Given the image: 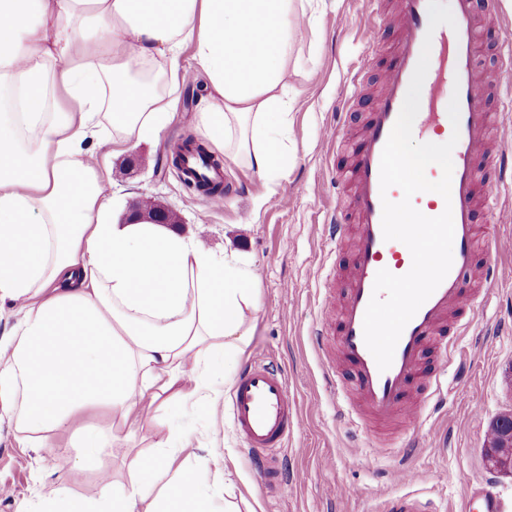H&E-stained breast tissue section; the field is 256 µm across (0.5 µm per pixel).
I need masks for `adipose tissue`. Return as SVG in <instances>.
I'll return each mask as SVG.
<instances>
[{"mask_svg":"<svg viewBox=\"0 0 512 512\" xmlns=\"http://www.w3.org/2000/svg\"><path fill=\"white\" fill-rule=\"evenodd\" d=\"M314 0H0V419L33 448L77 434L85 460L135 407L218 413L226 370L250 334L256 273L174 224L108 222L104 169L177 116L184 45L206 77L194 116L205 140L277 182L288 164L289 50ZM113 422L78 429L90 410ZM154 453L129 478L101 474L73 500L42 483L37 512H213L226 474L175 467L189 448L151 417Z\"/></svg>","mask_w":512,"mask_h":512,"instance_id":"adipose-tissue-1","label":"adipose tissue"}]
</instances>
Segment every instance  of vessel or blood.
I'll list each match as a JSON object with an SVG mask.
<instances>
[{"label": "vessel or blood", "mask_w": 512, "mask_h": 512, "mask_svg": "<svg viewBox=\"0 0 512 512\" xmlns=\"http://www.w3.org/2000/svg\"><path fill=\"white\" fill-rule=\"evenodd\" d=\"M374 8L367 25V44L375 46L390 21L398 31L382 75L381 89L372 104L358 141L353 147L350 170H337V184L351 182L354 189V220L333 212L324 231L331 244L351 240L354 265L343 297L326 291L325 316L313 331L312 346L320 355L324 379L339 389L340 370L348 368L361 405H346L342 412L353 438L361 447L390 455L405 454L409 434L383 444L373 430L396 415L413 426L447 403V363L454 353V334L473 320L478 296L463 287L477 254L478 242L487 250L498 249L493 239H481L478 214L489 211L496 221L512 219V209L499 207L500 190L512 185V152L491 153L487 145L493 116L485 93L488 83L479 66V28L493 0H455L454 26H429L428 0H396L395 15H388L384 0H372ZM429 49L431 64L424 79L420 108L413 125L414 139L443 143L450 137L458 142L452 151L453 173L449 197L422 192L412 198L413 206L429 217L451 209L454 235L451 268L405 326L396 345L391 366L379 370L364 341L363 322L373 294L376 274L385 269L406 274L412 266L410 250L402 242L383 238L382 202L400 201V188L382 189L380 163L384 146L398 119L409 84L421 55ZM364 81L361 74L351 78V90L340 101L335 130L326 132L328 142L339 140L350 112L360 103ZM457 88L459 121L448 119V90ZM437 349L439 361L432 371L423 365L429 349ZM228 412L253 458L266 487L274 492L288 484V443L299 429L297 406L290 397L282 367L247 362L238 375L228 403ZM482 500L483 512H500V501L492 487L472 491L464 512H472L475 500ZM383 512H437L433 501L417 493L393 495Z\"/></svg>", "instance_id": "vessel-or-blood-1"}]
</instances>
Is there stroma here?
Here are the masks:
<instances>
[{
	"instance_id": "obj_1",
	"label": "stroma",
	"mask_w": 512,
	"mask_h": 512,
	"mask_svg": "<svg viewBox=\"0 0 512 512\" xmlns=\"http://www.w3.org/2000/svg\"><path fill=\"white\" fill-rule=\"evenodd\" d=\"M369 12L368 0H321L314 19L301 21L292 50L299 72L288 77V169L276 183H266L224 154L219 157L224 169L221 205H212L183 182L171 155L183 140L201 138L193 116L204 88V76L187 47L179 57L177 120L159 142H143L112 156L104 192L112 198L114 219H121L138 198L152 197L172 209L184 230L207 249L219 255L225 248L237 249L262 271L259 307L249 316L251 336L228 377L236 379L252 358L285 369L299 411L287 493L281 496L265 488L229 415L213 419L192 407L172 415L177 430L194 434V456L220 461L230 472V495L240 512H380L384 499L411 490L431 498L440 512H461L464 496L486 484L499 491L502 512H512V473L492 469L486 459L490 423L512 415V286L483 277L485 268L494 265L512 272V247L477 254L467 286L483 294L479 314L458 337L447 366L446 408L421 424L436 437L419 440L411 452L412 483L391 479L397 459L350 447L340 415L342 399L327 389L308 341L307 331L320 314V281L330 280L335 293L343 294L353 265L351 243L335 247L323 234L327 212L344 201L332 172L350 164L352 149H329L324 130L365 53ZM509 27L512 0H498L496 16L484 25L478 44L490 79L500 75L498 49ZM394 38V30L384 31L382 47L364 77L369 95L348 118L345 134L362 126L371 97L380 89V67ZM154 442L153 431L141 427L134 443H114L80 480H71L64 469L54 479L75 497H95L99 471H108L112 480H126L127 461L148 455ZM50 465L49 454L23 447L12 427L1 424L0 487L8 493L0 496V512H34Z\"/></svg>"
}]
</instances>
